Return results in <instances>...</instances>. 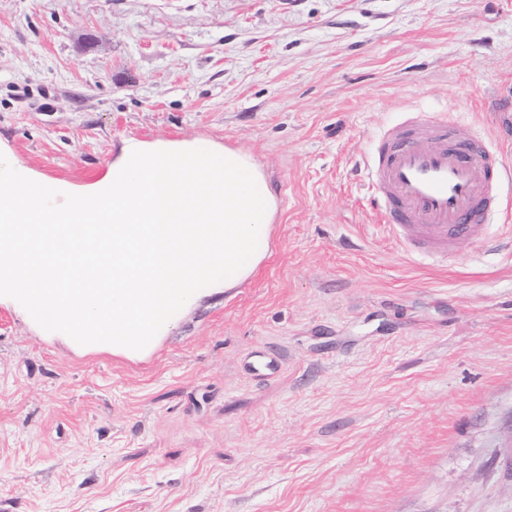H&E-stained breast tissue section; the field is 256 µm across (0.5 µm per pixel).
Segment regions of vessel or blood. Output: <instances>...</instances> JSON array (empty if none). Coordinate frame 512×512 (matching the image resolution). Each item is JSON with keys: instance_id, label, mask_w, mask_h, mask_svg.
Instances as JSON below:
<instances>
[{"instance_id": "1", "label": "vessel or blood", "mask_w": 512, "mask_h": 512, "mask_svg": "<svg viewBox=\"0 0 512 512\" xmlns=\"http://www.w3.org/2000/svg\"><path fill=\"white\" fill-rule=\"evenodd\" d=\"M378 215L405 253H446L498 204L512 169L448 118L416 113L388 128L365 166Z\"/></svg>"}]
</instances>
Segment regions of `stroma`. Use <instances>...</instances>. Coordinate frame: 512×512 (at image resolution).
<instances>
[{"label":"stroma","mask_w":512,"mask_h":512,"mask_svg":"<svg viewBox=\"0 0 512 512\" xmlns=\"http://www.w3.org/2000/svg\"><path fill=\"white\" fill-rule=\"evenodd\" d=\"M407 112L512 168V0H0L19 173L80 194L201 137L279 203L254 278L145 359L0 305V512H512V205L401 252L363 174Z\"/></svg>","instance_id":"1"}]
</instances>
